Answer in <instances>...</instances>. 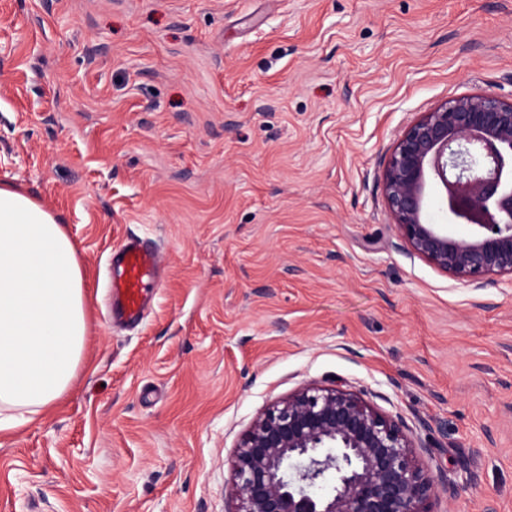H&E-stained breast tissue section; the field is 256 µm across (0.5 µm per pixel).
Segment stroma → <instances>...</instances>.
<instances>
[{"instance_id": "35a3bbf8", "label": "stroma", "mask_w": 512, "mask_h": 512, "mask_svg": "<svg viewBox=\"0 0 512 512\" xmlns=\"http://www.w3.org/2000/svg\"><path fill=\"white\" fill-rule=\"evenodd\" d=\"M481 93L512 101V0H0V186L65 224L90 309L68 393L0 434V512H228L253 421L337 384L457 483L430 512H512V279L409 256L379 181ZM130 233L164 274L133 330ZM109 269L112 317L137 324L149 296L161 285L158 253L140 239L128 237L113 247Z\"/></svg>"}]
</instances>
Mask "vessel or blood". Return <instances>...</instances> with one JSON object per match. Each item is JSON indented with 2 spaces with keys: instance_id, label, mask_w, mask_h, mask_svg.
Wrapping results in <instances>:
<instances>
[{
  "instance_id": "obj_1",
  "label": "vessel or blood",
  "mask_w": 512,
  "mask_h": 512,
  "mask_svg": "<svg viewBox=\"0 0 512 512\" xmlns=\"http://www.w3.org/2000/svg\"><path fill=\"white\" fill-rule=\"evenodd\" d=\"M109 269L113 316L137 324L149 296L161 285L157 252L140 239L126 238L113 247Z\"/></svg>"
}]
</instances>
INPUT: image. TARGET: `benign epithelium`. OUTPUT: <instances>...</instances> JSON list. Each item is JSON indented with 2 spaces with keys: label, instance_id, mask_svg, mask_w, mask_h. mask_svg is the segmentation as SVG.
<instances>
[{
  "label": "benign epithelium",
  "instance_id": "7a95c632",
  "mask_svg": "<svg viewBox=\"0 0 512 512\" xmlns=\"http://www.w3.org/2000/svg\"><path fill=\"white\" fill-rule=\"evenodd\" d=\"M381 183L408 254L480 287L512 278V101L467 95L424 113ZM434 183L444 224L428 218ZM456 224L467 234L448 230ZM229 484L232 512H429L438 488L402 421L317 385L264 410L236 447Z\"/></svg>",
  "mask_w": 512,
  "mask_h": 512
}]
</instances>
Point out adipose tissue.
<instances>
[{
    "label": "adipose tissue",
    "mask_w": 512,
    "mask_h": 512,
    "mask_svg": "<svg viewBox=\"0 0 512 512\" xmlns=\"http://www.w3.org/2000/svg\"><path fill=\"white\" fill-rule=\"evenodd\" d=\"M87 334L82 266L65 225L0 187V431L33 422L64 396Z\"/></svg>",
    "instance_id": "adipose-tissue-1"
}]
</instances>
